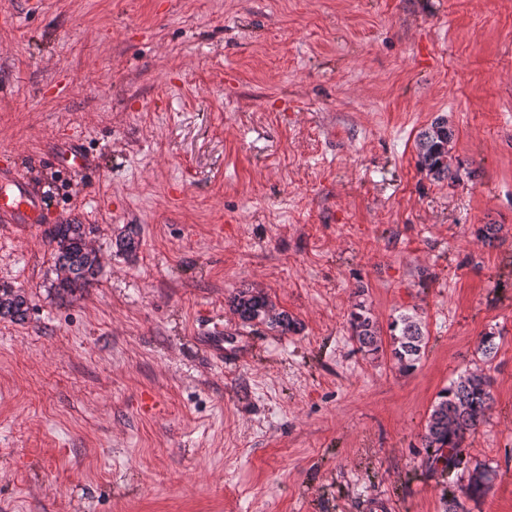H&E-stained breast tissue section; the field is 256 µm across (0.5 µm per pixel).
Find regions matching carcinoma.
<instances>
[{
	"label": "carcinoma",
	"mask_w": 512,
	"mask_h": 512,
	"mask_svg": "<svg viewBox=\"0 0 512 512\" xmlns=\"http://www.w3.org/2000/svg\"><path fill=\"white\" fill-rule=\"evenodd\" d=\"M453 130L448 117L438 116L424 128L417 140V164L421 171L435 181L451 177V149ZM94 232L90 224H77L66 220L53 225L49 244L57 278L54 288L65 297H74L89 287L96 279L100 263L97 253L90 247L89 238ZM139 232L134 224L125 229L119 238L120 250L133 253L139 246ZM232 307L244 323L259 322L283 334L295 330V324L286 312H278L267 297L251 291H241L232 299ZM30 309L27 293L9 284H0V318L21 323ZM352 337L359 350L377 353L383 348L380 328L363 310L350 315ZM391 354L399 371L408 373L415 369L425 352L427 338L418 320L403 314L390 324ZM490 376L482 372H468L451 382L439 392L432 405L422 436V447L433 461L448 469L459 462L461 445L466 432L476 429L486 418L493 396ZM497 472L476 467L467 484L461 486V495L472 498L491 489Z\"/></svg>",
	"instance_id": "cac0c4a2"
}]
</instances>
